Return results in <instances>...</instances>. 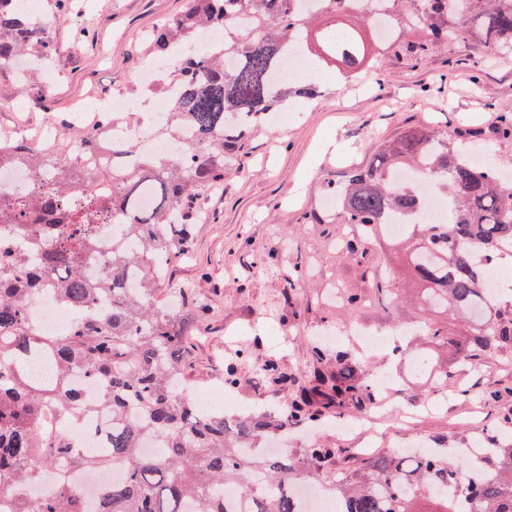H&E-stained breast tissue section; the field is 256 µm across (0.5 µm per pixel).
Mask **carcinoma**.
Wrapping results in <instances>:
<instances>
[{
	"label": "carcinoma",
	"instance_id": "cac0c4a2",
	"mask_svg": "<svg viewBox=\"0 0 512 512\" xmlns=\"http://www.w3.org/2000/svg\"><path fill=\"white\" fill-rule=\"evenodd\" d=\"M0 0V71L22 53L53 51L47 20L32 29L19 6ZM393 37L375 35L370 14L352 0H321L305 10L300 0H186V9L149 36V57L164 58L176 47L166 78L177 85L166 120L156 132L179 139L180 156L142 157L135 138L122 134L132 116L112 123V166L97 158L72 166L33 148L16 146L0 159L22 163L54 187L0 203V224L18 227L28 244L0 237V502L9 512H87L67 468L84 472L120 467L124 475L98 492V512H231L224 486L239 487L240 512H304L289 487L306 466L327 468L339 448H309L300 461L245 449L290 426L307 425L351 407L374 404V388L361 376L360 358L347 349L314 348L316 366L308 385L277 411L227 417L181 395L173 382L192 364L188 337L196 310L182 292L183 321L174 322L156 300L170 266L189 255L191 228L208 193L224 184V169L240 165L255 127L266 115L298 98L315 96L313 85L293 87L274 75L289 51L305 55L313 68L342 64L344 79L372 53L390 48L415 63L435 42L469 39L487 58L512 52V0H391ZM247 12L253 25L235 27ZM224 28V51L196 57L205 34ZM456 137L433 127H411L384 142L374 162L336 187V218L378 232L390 218L404 220L397 241L410 274L423 285L427 310L460 315L461 336L446 326H423L430 348L418 358L422 371L441 373V356L453 352L471 366L512 349V300H493L481 253L497 267L512 257V181L500 167L478 169L455 146ZM400 169L425 178L402 187ZM446 191L450 207L442 221L414 219L427 203L428 182ZM145 193L153 206L140 205ZM112 257L95 277L86 268L96 252L95 229L109 217ZM341 249L373 274L366 236L342 241ZM45 289L70 308L73 322L59 336L43 335L28 305ZM105 378L96 402L73 384L76 378ZM93 409L112 413L109 448H86L56 426L61 416L78 418ZM157 441L158 453L144 457L142 445ZM468 468L445 453L411 455L392 450L367 457L341 479L325 478L341 512H415L414 500L428 495L440 512H463L446 496L448 484ZM54 482L53 493L31 499L24 487ZM462 495L474 512H512V448L508 465L479 476Z\"/></svg>",
	"mask_w": 512,
	"mask_h": 512
}]
</instances>
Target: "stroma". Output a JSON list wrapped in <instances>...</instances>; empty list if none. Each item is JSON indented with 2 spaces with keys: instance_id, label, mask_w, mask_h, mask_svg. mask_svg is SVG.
<instances>
[{
  "instance_id": "1",
  "label": "stroma",
  "mask_w": 512,
  "mask_h": 512,
  "mask_svg": "<svg viewBox=\"0 0 512 512\" xmlns=\"http://www.w3.org/2000/svg\"><path fill=\"white\" fill-rule=\"evenodd\" d=\"M185 0H73L72 17L54 20L51 70L26 75L0 73V128L17 117L33 126L51 122L55 133H69L72 108L91 98L138 96L134 77L145 63L140 45L151 30L180 15ZM88 37H78V29ZM54 94L44 98L46 85ZM318 95L303 101L287 126L268 122L253 137L241 168L226 171L212 192L203 220L194 227L192 253L175 262L169 286L191 283L201 306L192 336L194 388L224 384V363L235 359L236 406L261 411L288 400L313 366V334L342 333L349 323L390 331L422 319L460 328V320L441 312H421L403 297L355 311L345 308L337 290L374 291L356 262L337 247L352 228L324 207L336 184L366 167L379 144L411 126L431 125L442 132L466 131L488 144L494 162L512 172V139L496 134L504 111L512 110V56L484 63L464 42L437 44L420 65L387 53L371 72L351 82L319 79ZM19 104L23 113L11 112ZM302 274L286 281L288 270ZM366 379L380 374L402 378L381 392L385 408L433 404L412 426L389 432L385 448L425 439L438 448L512 443V352H501L477 367L448 358V375L431 381L391 357L388 349L366 353ZM278 360L291 375L287 386L271 385L262 372ZM483 391L504 388L496 403L473 406L456 386ZM329 417L288 432V452L301 458L306 448L324 444L340 449L331 470L342 476L357 468L366 440Z\"/></svg>"
}]
</instances>
